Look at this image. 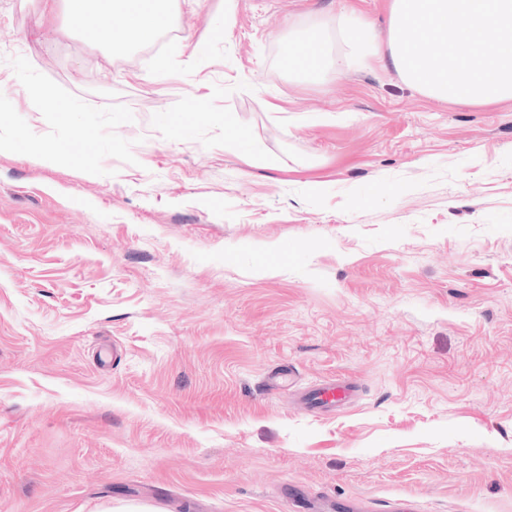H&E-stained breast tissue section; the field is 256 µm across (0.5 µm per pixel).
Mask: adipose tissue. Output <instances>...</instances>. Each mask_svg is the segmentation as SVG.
<instances>
[{"label": "adipose tissue", "instance_id": "1", "mask_svg": "<svg viewBox=\"0 0 512 512\" xmlns=\"http://www.w3.org/2000/svg\"><path fill=\"white\" fill-rule=\"evenodd\" d=\"M72 25L107 34L111 49L149 43L172 21L171 0H64ZM37 151L49 163L74 157L72 144L37 146L15 128L0 132V151Z\"/></svg>", "mask_w": 512, "mask_h": 512}]
</instances>
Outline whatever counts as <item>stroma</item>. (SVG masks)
I'll list each match as a JSON object with an SVG mask.
<instances>
[{
    "instance_id": "stroma-1",
    "label": "stroma",
    "mask_w": 512,
    "mask_h": 512,
    "mask_svg": "<svg viewBox=\"0 0 512 512\" xmlns=\"http://www.w3.org/2000/svg\"><path fill=\"white\" fill-rule=\"evenodd\" d=\"M389 4L179 0L114 54L47 0H0L6 119L77 154L0 152V512H296L292 489L512 512V100L438 102L384 61L273 65L317 21L335 53L346 13L385 31ZM326 378L356 399L311 409ZM36 108L40 112H57L61 118L76 127V134L78 138H85L87 129L83 124L79 123L76 119V110L72 106L62 107L57 100L49 98L47 91L40 95H33Z\"/></svg>"
}]
</instances>
